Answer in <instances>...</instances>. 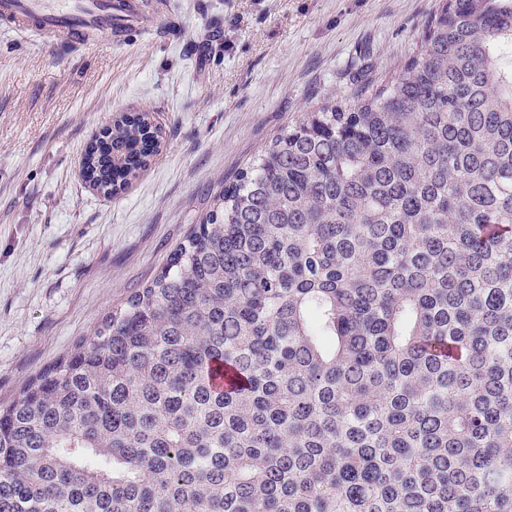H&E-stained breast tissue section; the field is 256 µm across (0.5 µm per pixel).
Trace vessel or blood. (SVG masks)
<instances>
[{
	"label": "vessel or blood",
	"instance_id": "vessel-or-blood-1",
	"mask_svg": "<svg viewBox=\"0 0 512 512\" xmlns=\"http://www.w3.org/2000/svg\"><path fill=\"white\" fill-rule=\"evenodd\" d=\"M0 24L64 41L72 50L120 38L143 21L136 0H0Z\"/></svg>",
	"mask_w": 512,
	"mask_h": 512
}]
</instances>
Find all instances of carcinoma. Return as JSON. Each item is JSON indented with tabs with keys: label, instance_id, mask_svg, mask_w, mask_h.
I'll return each mask as SVG.
<instances>
[{
	"label": "carcinoma",
	"instance_id": "1",
	"mask_svg": "<svg viewBox=\"0 0 512 512\" xmlns=\"http://www.w3.org/2000/svg\"><path fill=\"white\" fill-rule=\"evenodd\" d=\"M107 135L109 196L162 131ZM0 512H512V0H444L0 404Z\"/></svg>",
	"mask_w": 512,
	"mask_h": 512
}]
</instances>
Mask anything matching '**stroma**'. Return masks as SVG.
Returning a JSON list of instances; mask_svg holds the SVG:
<instances>
[{"label": "stroma", "mask_w": 512, "mask_h": 512, "mask_svg": "<svg viewBox=\"0 0 512 512\" xmlns=\"http://www.w3.org/2000/svg\"><path fill=\"white\" fill-rule=\"evenodd\" d=\"M161 36L72 53L0 32V401L166 267L270 140L413 55L441 0H170ZM163 141L112 196L79 173L118 112Z\"/></svg>", "instance_id": "1"}]
</instances>
